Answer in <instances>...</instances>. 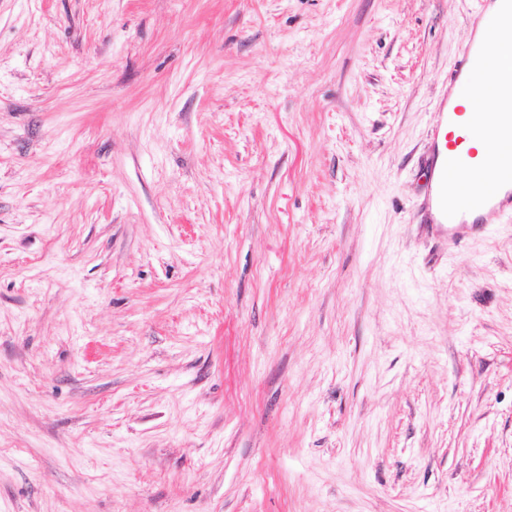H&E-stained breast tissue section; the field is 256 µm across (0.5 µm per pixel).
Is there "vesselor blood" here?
I'll use <instances>...</instances> for the list:
<instances>
[{
	"instance_id": "b4317fda",
	"label": "vessel or blood",
	"mask_w": 512,
	"mask_h": 512,
	"mask_svg": "<svg viewBox=\"0 0 512 512\" xmlns=\"http://www.w3.org/2000/svg\"><path fill=\"white\" fill-rule=\"evenodd\" d=\"M500 3L461 48L449 84L473 94L493 86L502 111L467 116L449 99L438 107L441 120L428 163L433 190L429 221L444 226L453 241L512 210V71H493L485 64L512 38V0Z\"/></svg>"
}]
</instances>
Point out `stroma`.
<instances>
[{
	"instance_id": "1",
	"label": "stroma",
	"mask_w": 512,
	"mask_h": 512,
	"mask_svg": "<svg viewBox=\"0 0 512 512\" xmlns=\"http://www.w3.org/2000/svg\"><path fill=\"white\" fill-rule=\"evenodd\" d=\"M474 0H0V512H512V212L428 224Z\"/></svg>"
}]
</instances>
